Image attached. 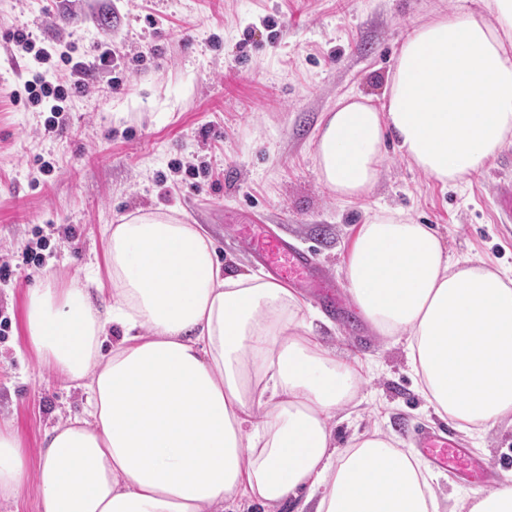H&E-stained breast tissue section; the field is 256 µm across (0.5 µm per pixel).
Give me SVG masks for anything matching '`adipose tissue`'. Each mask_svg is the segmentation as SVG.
Masks as SVG:
<instances>
[{"mask_svg":"<svg viewBox=\"0 0 512 512\" xmlns=\"http://www.w3.org/2000/svg\"><path fill=\"white\" fill-rule=\"evenodd\" d=\"M440 15L400 45L381 104L340 98L318 126L319 181L343 204L375 188L387 140L437 182L462 183L512 139V0ZM494 21H487L486 13ZM108 286L29 289L39 359L86 394L46 432L37 468L0 423V497L41 512H438L418 456L380 431L337 448L336 413L360 377L313 334L281 282L224 271L175 211L108 229ZM346 279L377 336L406 337L420 390L466 431L512 417V278L451 262L426 224L361 225ZM121 334L110 339L108 329ZM0 512H40L39 499L33 491H28L15 500L0 498Z\"/></svg>","mask_w":512,"mask_h":512,"instance_id":"1","label":"adipose tissue"}]
</instances>
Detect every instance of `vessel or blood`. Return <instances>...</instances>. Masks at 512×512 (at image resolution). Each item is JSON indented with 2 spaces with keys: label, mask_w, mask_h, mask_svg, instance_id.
Masks as SVG:
<instances>
[{
  "label": "vessel or blood",
  "mask_w": 512,
  "mask_h": 512,
  "mask_svg": "<svg viewBox=\"0 0 512 512\" xmlns=\"http://www.w3.org/2000/svg\"><path fill=\"white\" fill-rule=\"evenodd\" d=\"M250 245L264 264L279 278L297 287L308 289L313 298L325 302L328 312H335L336 293L330 282L317 275V259L312 252L288 246L270 237L259 227L254 228ZM416 445L433 465L450 473L479 477L491 471L484 460L463 451L457 440L449 433L418 432Z\"/></svg>",
  "instance_id": "1"
}]
</instances>
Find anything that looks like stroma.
Returning a JSON list of instances; mask_svg holds the SVG:
<instances>
[{
  "label": "stroma",
  "mask_w": 512,
  "mask_h": 512,
  "mask_svg": "<svg viewBox=\"0 0 512 512\" xmlns=\"http://www.w3.org/2000/svg\"><path fill=\"white\" fill-rule=\"evenodd\" d=\"M463 0H0V421L19 432L37 466L45 431L82 412L73 382L40 363L24 325L27 288L105 276L106 231L140 210L177 209L200 225L225 268L265 269L237 239L256 221L315 252L347 290L346 261L358 228L380 209L443 237L452 258L512 274V223L497 191L512 179V142L459 186L431 180L388 145L365 200L342 205L319 182L316 125L339 97L381 103L404 31L461 8ZM21 31L67 51L85 69L61 128L45 133L42 106L13 104L29 77L9 69ZM112 65L97 66L102 52ZM53 165L43 173L42 162ZM44 231L42 265L22 253ZM313 329L361 376L357 399L336 417V444L379 430L402 448L417 429L446 428L420 392L405 339L375 336L356 310L333 321L312 301ZM495 477L461 480L431 469L439 512L512 476V422L456 430Z\"/></svg>",
  "instance_id": "35a3bbf8"
}]
</instances>
